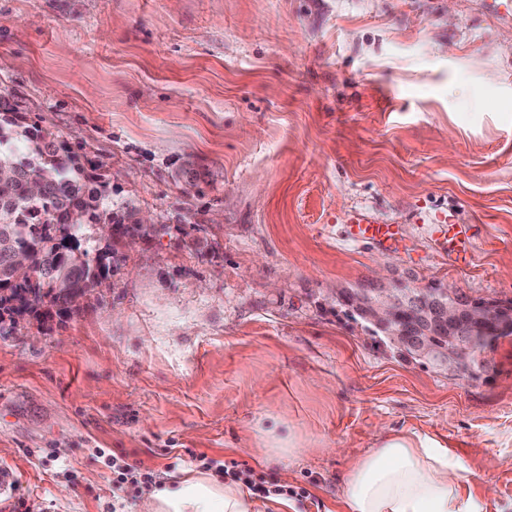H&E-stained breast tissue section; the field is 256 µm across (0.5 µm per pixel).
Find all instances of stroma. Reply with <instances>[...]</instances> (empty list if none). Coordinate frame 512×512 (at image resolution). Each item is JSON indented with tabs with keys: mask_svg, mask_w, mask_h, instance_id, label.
<instances>
[{
	"mask_svg": "<svg viewBox=\"0 0 512 512\" xmlns=\"http://www.w3.org/2000/svg\"><path fill=\"white\" fill-rule=\"evenodd\" d=\"M482 0H0V97L146 219L71 315L0 324V512H143L236 460L336 512L383 426L453 448L512 512V336L474 381L334 292L378 271L512 302V21ZM363 215L397 249L349 237ZM468 227L456 257L439 220ZM283 422L302 454L258 464ZM492 494H485V486Z\"/></svg>",
	"mask_w": 512,
	"mask_h": 512,
	"instance_id": "stroma-1",
	"label": "stroma"
}]
</instances>
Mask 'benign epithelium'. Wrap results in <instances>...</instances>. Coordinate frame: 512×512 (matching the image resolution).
Returning a JSON list of instances; mask_svg holds the SVG:
<instances>
[{"label": "benign epithelium", "instance_id": "1", "mask_svg": "<svg viewBox=\"0 0 512 512\" xmlns=\"http://www.w3.org/2000/svg\"><path fill=\"white\" fill-rule=\"evenodd\" d=\"M336 299L346 301L415 357L452 369L457 376H469L477 329H512V309L474 302L450 285L418 294L400 284L388 286L376 276L356 293L336 290ZM445 335L446 347L432 340Z\"/></svg>", "mask_w": 512, "mask_h": 512}]
</instances>
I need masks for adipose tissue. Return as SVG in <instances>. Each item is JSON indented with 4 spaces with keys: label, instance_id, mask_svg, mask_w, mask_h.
I'll use <instances>...</instances> for the list:
<instances>
[{
    "label": "adipose tissue",
    "instance_id": "ef3b65f1",
    "mask_svg": "<svg viewBox=\"0 0 512 512\" xmlns=\"http://www.w3.org/2000/svg\"><path fill=\"white\" fill-rule=\"evenodd\" d=\"M470 479L456 454L437 440L386 432L375 448L352 458L341 476L338 512H477ZM144 512H262L234 482L202 471L162 483Z\"/></svg>",
    "mask_w": 512,
    "mask_h": 512
}]
</instances>
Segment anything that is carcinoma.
<instances>
[{
  "label": "carcinoma",
  "instance_id": "1",
  "mask_svg": "<svg viewBox=\"0 0 512 512\" xmlns=\"http://www.w3.org/2000/svg\"><path fill=\"white\" fill-rule=\"evenodd\" d=\"M0 168V289H9L0 292V322L4 314L22 315L34 303L67 313L73 290L85 296L112 273V264L80 249L76 232L81 225L71 223V215H82L86 224L122 228L108 245L112 259L121 237L142 231L141 221L131 208L112 211L108 183L83 174L51 133L33 135L25 129L9 137L0 131ZM54 238L59 245L47 246ZM19 253L29 259L33 277L13 283L11 270Z\"/></svg>",
  "mask_w": 512,
  "mask_h": 512
}]
</instances>
